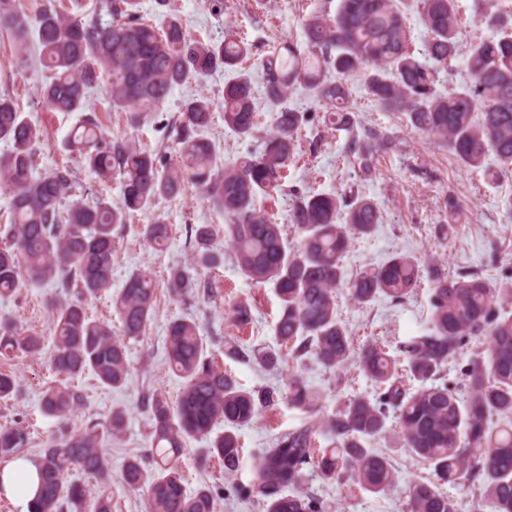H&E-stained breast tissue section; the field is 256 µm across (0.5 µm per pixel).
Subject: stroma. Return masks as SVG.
<instances>
[{
  "label": "stroma",
  "instance_id": "obj_1",
  "mask_svg": "<svg viewBox=\"0 0 512 512\" xmlns=\"http://www.w3.org/2000/svg\"><path fill=\"white\" fill-rule=\"evenodd\" d=\"M140 14L156 27H164L169 17L179 18L188 33L211 42H221L226 33L243 36L252 47V56L245 67L254 87L255 103L260 113L262 130H270L274 113L265 95L262 71L259 67L268 44L283 39L295 42L303 39V23L313 11L334 14L337 0H267L258 8L255 0H168L160 8L155 0H139ZM46 72L39 60L37 48L25 55H16L10 37L0 35V94L13 97L24 116L43 131L35 147L38 172L56 164L69 163L75 171L77 192L89 191L110 202L120 199V182L99 184L78 155L69 152L65 141L79 124L82 114L48 111L42 103L40 88ZM227 73L218 71L201 82L175 87L156 112L133 124L129 113L114 110L106 87L90 89L86 110L96 113L106 136L131 140L137 146L162 154L166 165L179 163L177 145L169 138L167 127L182 114L184 103L204 95L216 105L213 122L207 131L222 158L231 160L246 152H259L260 139L242 140L224 125L221 109ZM352 101L361 120L380 126L399 143L397 149L378 154L372 176H365L357 163L343 156L344 133L328 129L318 148H311L316 129L314 124L303 126L300 132L301 155L290 164L284 180V194L276 200L259 198L262 210L272 214L281 224L287 223L292 201L290 191L300 193L340 192L355 188L379 203L384 221L374 235L355 240L344 259L348 271L355 272L382 262L393 250H409L416 254L440 255L449 270L467 268L496 277L499 269L512 268V224L506 223L500 202L512 197V176L495 185L488 184L479 170L460 167L454 156L431 138L410 129L400 115L379 110L368 98L362 81L352 80ZM454 194L462 211L447 243L434 236L435 225L444 223L440 200L445 193ZM169 224L171 240L166 250L152 249L143 236V228L151 218ZM197 224L212 225L217 235L214 246L222 255L215 268L203 271L202 277L213 290L211 299H178L167 292V279L172 266L185 265L191 260L187 230ZM224 214L202 198L194 186L183 185L172 197L156 201L151 213H134L119 233L117 253L113 260V288H121L134 269L150 271L156 280L158 301L145 336L129 341L127 349L128 383L122 389L102 387L90 373L78 376L75 386L81 388L86 400L70 419L71 430L86 428L90 422H102L115 410H124L126 427L113 436L100 432L98 446L109 462L114 476L109 483L93 480L81 469L69 473L72 481L88 485L93 495L108 497L112 512H146L143 492L127 488L119 472L125 461L151 446L152 422L141 404L148 392L163 393L176 400L183 388L180 377L170 371L166 362V326L175 318L195 320L198 332L207 344V353L221 368L231 371L243 388L280 386L293 368H300L307 382L320 396V414L335 413L337 403L353 395H372L373 383L357 368L349 366L343 378L325 369L313 356L300 361H287L279 368L265 370L258 365L229 359L224 354L225 343L263 347L274 344V325L278 301L270 286H259L239 273L233 254L224 240ZM499 248L497 267L487 264L489 243ZM54 288H28L11 297H0V319L11 321L20 328L33 327L52 339V316L47 305ZM250 308L251 322L239 328L230 314L236 304ZM339 314L349 327L355 341L379 337L390 355H397L398 346L407 338L426 332L428 323V290L420 288L415 298L397 305L382 298L367 307H357L340 300ZM50 350L35 356H20L0 362V371L13 372L19 384L16 396L0 400V425L22 423L30 432L31 444L26 456H34L49 436L58 429L56 418L41 410L44 390L58 381L51 366ZM305 413L288 404L263 412L256 420L238 431L242 445V462L231 475L225 474L218 463L200 466L199 461L208 444L207 438L189 440L178 465L185 476L187 491L207 485L219 492L217 512H264L260 496L239 499L235 490L251 487L256 465L266 448L272 447L282 433L300 427ZM372 448L390 454L397 472V484L389 493L368 492L347 480L330 481L318 471L308 470L305 490L315 494L328 506L329 512H405L409 489L414 481L429 476L432 469L419 462L405 449L392 445L391 438L375 439Z\"/></svg>",
  "mask_w": 512,
  "mask_h": 512
}]
</instances>
